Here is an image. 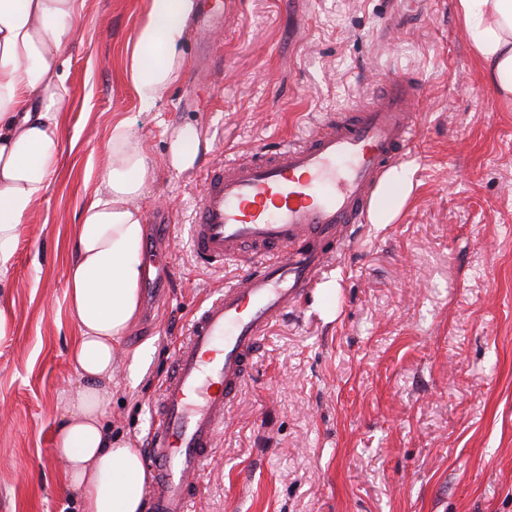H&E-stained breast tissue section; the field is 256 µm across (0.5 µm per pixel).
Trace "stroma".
<instances>
[{"mask_svg":"<svg viewBox=\"0 0 512 512\" xmlns=\"http://www.w3.org/2000/svg\"><path fill=\"white\" fill-rule=\"evenodd\" d=\"M144 0H86L62 47L72 96L60 169L20 226L0 307V512H79L59 484L55 433L77 387L66 269L113 123L155 162L147 223L174 227L165 299L140 283L105 419L146 448L152 406L196 308L239 272L199 265L188 242L205 164L301 140L328 114L409 76L421 88L410 184L388 223L323 272L259 344L200 479L193 512H512V106L482 76L454 0H243L212 52L153 109L123 81ZM206 62L212 83L191 67ZM191 124L194 167L167 164ZM138 361H131V354Z\"/></svg>","mask_w":512,"mask_h":512,"instance_id":"obj_1","label":"stroma"}]
</instances>
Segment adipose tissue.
I'll use <instances>...</instances> for the list:
<instances>
[{
	"mask_svg": "<svg viewBox=\"0 0 512 512\" xmlns=\"http://www.w3.org/2000/svg\"><path fill=\"white\" fill-rule=\"evenodd\" d=\"M84 0H0V289L20 225L48 192L62 154L57 135L71 90L61 47ZM198 0H146L122 78L142 110L179 79ZM484 79L512 99V0H455ZM100 188L84 206L67 273L68 314L77 334L70 362L77 380L64 404L54 456L62 486L82 512H144L145 469L137 448L104 425L115 359L139 308L145 234L140 201L155 164L128 123L113 125Z\"/></svg>",
	"mask_w": 512,
	"mask_h": 512,
	"instance_id": "1",
	"label": "adipose tissue"
}]
</instances>
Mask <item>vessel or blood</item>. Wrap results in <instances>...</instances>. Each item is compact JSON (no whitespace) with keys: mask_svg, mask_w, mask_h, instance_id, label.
Masks as SVG:
<instances>
[{"mask_svg":"<svg viewBox=\"0 0 512 512\" xmlns=\"http://www.w3.org/2000/svg\"><path fill=\"white\" fill-rule=\"evenodd\" d=\"M418 102L413 80L395 81L300 142L205 167L188 230L192 252L205 267L234 261L243 270L198 309L160 385L145 451L152 512H192L261 337L384 204L385 177L416 136Z\"/></svg>","mask_w":512,"mask_h":512,"instance_id":"obj_1","label":"vessel or blood"}]
</instances>
